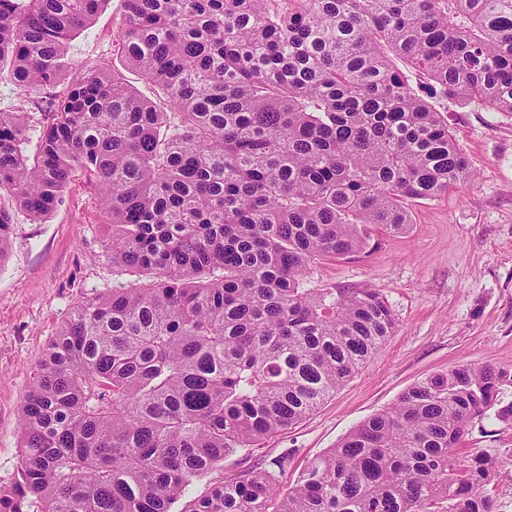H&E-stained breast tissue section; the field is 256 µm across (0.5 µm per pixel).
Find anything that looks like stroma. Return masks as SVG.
I'll return each mask as SVG.
<instances>
[{
  "label": "stroma",
  "instance_id": "35a3bbf8",
  "mask_svg": "<svg viewBox=\"0 0 512 512\" xmlns=\"http://www.w3.org/2000/svg\"><path fill=\"white\" fill-rule=\"evenodd\" d=\"M123 16V0H109L71 41L70 55L80 68L124 70L146 96L138 73L124 68ZM433 106L466 156L471 178L446 195L411 203L406 232L383 236L360 258L324 260L309 277L313 288L374 289L396 316L394 333L312 414L226 458L212 478L187 488L185 500L287 453L292 459L278 486L288 492L308 462L413 384L457 365L512 366V112L450 98ZM110 234L99 192L81 173L46 220L14 213L11 249L0 263V489L17 476L19 413L57 327L76 303L130 280L112 265ZM463 450L498 460L502 475L486 491L496 512H512V424L491 415L475 421Z\"/></svg>",
  "mask_w": 512,
  "mask_h": 512
}]
</instances>
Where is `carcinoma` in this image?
Returning <instances> with one entry per match:
<instances>
[{"label":"carcinoma","instance_id":"cac0c4a2","mask_svg":"<svg viewBox=\"0 0 512 512\" xmlns=\"http://www.w3.org/2000/svg\"><path fill=\"white\" fill-rule=\"evenodd\" d=\"M109 0H0V261L13 211L41 221L96 182L112 265L134 282L77 304L19 415L0 512H174L224 458L312 413L391 336L372 291L308 287L471 176L436 97L512 112V0H123L126 65L72 71ZM429 79L417 93L395 66ZM511 366L408 388L279 495L282 455L181 512H495L474 421L512 423Z\"/></svg>","mask_w":512,"mask_h":512}]
</instances>
